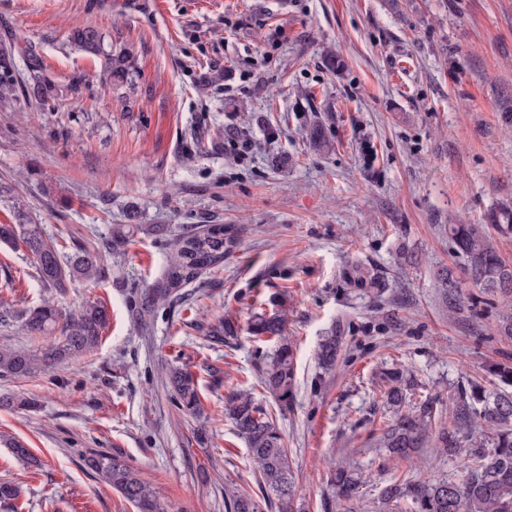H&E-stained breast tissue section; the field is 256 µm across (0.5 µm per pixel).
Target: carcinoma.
Wrapping results in <instances>:
<instances>
[{"mask_svg": "<svg viewBox=\"0 0 512 512\" xmlns=\"http://www.w3.org/2000/svg\"><path fill=\"white\" fill-rule=\"evenodd\" d=\"M69 41L82 50L102 55L103 75L113 82L127 79L128 60L125 55L101 54L102 33L86 26L72 31ZM25 97L41 112L49 111L48 88L38 64L21 77L15 58L8 49L0 50V99H9L16 92ZM0 198L12 203L17 223L0 224V242H21L33 258L39 280L47 288L59 292L76 278L101 277L104 261L125 251L134 233L145 230L157 239H171L169 256L163 277L156 283L138 288L133 294V310L137 320L146 324L154 313L185 299L184 288L195 283L203 274L224 265L228 242L224 241V225L208 224L203 229L170 238L165 224L136 223L138 213H126L127 223L115 224L112 234L101 241V247L89 250L81 244L68 259H61L56 242L45 237L40 225L30 215L23 201L11 195V188L0 185ZM490 225L499 234L512 233V208L502 207L490 215ZM448 239L456 254L464 260V275L476 286L512 297V265L505 262L491 243L487 233L474 224L448 225ZM108 324L104 305L92 303L78 314L65 316L49 299L25 311L22 329L30 336H41L44 342L32 351L0 348V376L27 377L47 370L59 363L78 357L96 347ZM207 340L216 346L229 342L238 335L230 321L197 324ZM248 333L259 343L272 342L274 352L261 371L262 389L282 408L293 400L295 387L294 351L286 336L285 315L262 312L252 317ZM340 352L334 336L325 337L319 345L317 358L324 367L336 364ZM167 384L177 407L194 417L204 414L194 375L181 367L166 371ZM386 403L400 408L407 399L410 379L401 369L387 376ZM472 399L482 405L480 414L491 424L490 443L469 448L460 440L469 412H460L456 428L439 433L433 451L460 459L463 478L446 477L411 481L396 476L379 487L378 504L381 512H393V506L402 500L411 502L414 512H512V392L485 393L477 389ZM434 403L423 402L411 413H398L389 420L377 440L379 447L395 465L401 466L418 455L425 447L434 418ZM224 418L230 422L236 435L242 439L257 466L254 478L262 500L245 487H224L225 512H263L262 504H271V498L280 503V512H302L293 506L294 483L292 461L285 436L276 419L250 392L230 389L224 395ZM85 469L112 486L137 512H168L157 491L148 484L139 471L122 457L93 453L83 457ZM331 494L324 503L328 512H360L361 481L357 468L348 464L330 472ZM21 494L12 481H0V506L13 504Z\"/></svg>", "mask_w": 512, "mask_h": 512, "instance_id": "1", "label": "carcinoma"}]
</instances>
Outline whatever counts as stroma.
Masks as SVG:
<instances>
[{"label":"stroma","mask_w":512,"mask_h":512,"mask_svg":"<svg viewBox=\"0 0 512 512\" xmlns=\"http://www.w3.org/2000/svg\"><path fill=\"white\" fill-rule=\"evenodd\" d=\"M87 25L129 56L123 84H106L99 59L68 42ZM3 47L20 73L42 65L54 109L0 102V182L61 256L98 246L130 209L176 231L220 224L231 242L186 310L144 326L131 292L162 277L170 249L154 236L135 235L104 278L58 296L66 313L104 303L110 324L76 361L0 377V395L36 402L0 408V479L22 487L16 512H135L85 471L92 450L120 454L168 512H224L225 484L255 472L224 418L234 387L274 408L309 512H324L329 471L345 462L369 512L391 475L460 477L457 459L428 448L395 467L375 440L393 416L386 371L411 374L408 401L433 400L438 429L473 386L502 389L492 367L512 368L505 301L466 279L448 239L449 225L512 206V0H0ZM328 50L343 71L326 68ZM314 126L332 151L310 148ZM241 137L242 159L225 149ZM441 265L456 281L446 292ZM47 294L25 247L0 243V347L41 345L19 319ZM256 300L288 315L295 389L283 410L258 383L274 347L246 331ZM221 317L239 334L216 348L195 324ZM330 334L341 351L327 371L316 353ZM170 365L196 377L203 417L175 407ZM12 439L38 465L15 458Z\"/></svg>","instance_id":"1"}]
</instances>
